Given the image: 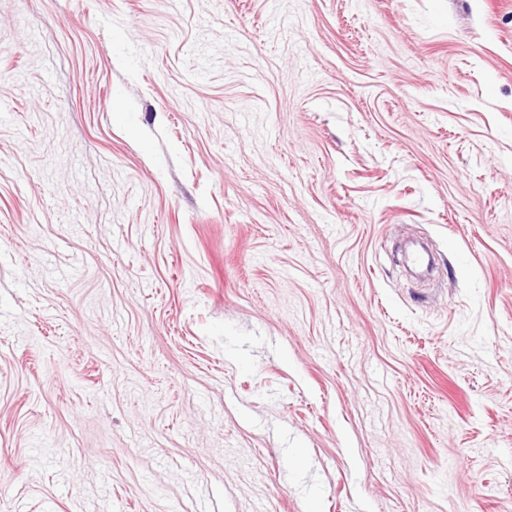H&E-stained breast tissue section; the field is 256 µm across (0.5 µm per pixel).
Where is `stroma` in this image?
<instances>
[{
	"mask_svg": "<svg viewBox=\"0 0 512 512\" xmlns=\"http://www.w3.org/2000/svg\"><path fill=\"white\" fill-rule=\"evenodd\" d=\"M512 512V0H0V512Z\"/></svg>",
	"mask_w": 512,
	"mask_h": 512,
	"instance_id": "35a3bbf8",
	"label": "stroma"
}]
</instances>
